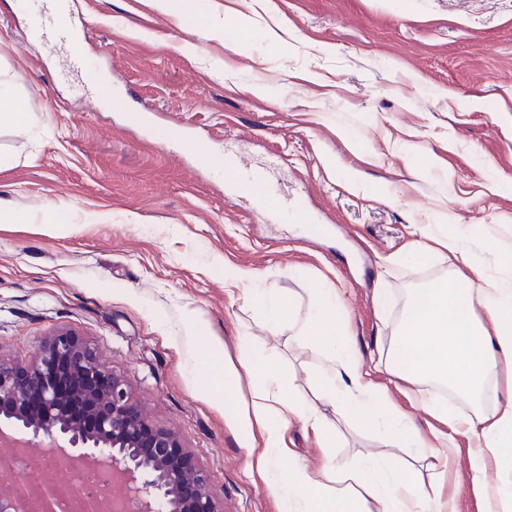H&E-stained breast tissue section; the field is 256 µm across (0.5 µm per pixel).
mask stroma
Returning a JSON list of instances; mask_svg holds the SVG:
<instances>
[{
    "mask_svg": "<svg viewBox=\"0 0 512 512\" xmlns=\"http://www.w3.org/2000/svg\"><path fill=\"white\" fill-rule=\"evenodd\" d=\"M47 4L0 0V86L29 114L20 128L0 122V359L74 332L180 434L222 512H281L196 354L216 337L226 363L275 352L286 394L316 403L322 355L272 322L263 298L293 297L305 316L314 282L340 288L367 361L387 353L416 289L500 273L512 0H185L173 14L156 0H68L77 73L33 28ZM175 124L183 139L169 137ZM229 156L266 166L297 207L274 221L258 193L231 200ZM62 210L71 230L44 234ZM443 233L469 264L417 253ZM238 269L261 274L250 294L228 283ZM370 379L422 432L474 447L412 403V384L382 366ZM422 387L455 414L506 396L493 382L475 399ZM323 411L339 463L409 458L378 429Z\"/></svg>",
    "mask_w": 512,
    "mask_h": 512,
    "instance_id": "obj_1",
    "label": "stroma"
}]
</instances>
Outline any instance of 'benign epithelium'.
I'll return each instance as SVG.
<instances>
[{
  "instance_id": "7a95c632",
  "label": "benign epithelium",
  "mask_w": 512,
  "mask_h": 512,
  "mask_svg": "<svg viewBox=\"0 0 512 512\" xmlns=\"http://www.w3.org/2000/svg\"><path fill=\"white\" fill-rule=\"evenodd\" d=\"M69 400L85 406L92 430L68 419ZM0 420L29 433L19 439L0 427L1 452L37 445L50 467L60 457L101 464L119 490L135 486L140 512H220L207 470L175 433L152 423L128 384L105 371L94 348L71 332L40 340L30 361L0 360ZM51 508L43 492L0 497V512Z\"/></svg>"
}]
</instances>
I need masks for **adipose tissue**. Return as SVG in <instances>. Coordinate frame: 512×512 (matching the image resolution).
<instances>
[{
    "label": "adipose tissue",
    "mask_w": 512,
    "mask_h": 512,
    "mask_svg": "<svg viewBox=\"0 0 512 512\" xmlns=\"http://www.w3.org/2000/svg\"><path fill=\"white\" fill-rule=\"evenodd\" d=\"M315 314L297 318L291 301L270 309L273 320L296 319L299 333L325 355L314 380L321 403L341 415L380 427L393 445L412 448L436 477H447L458 463L457 450L446 434L422 435L408 415L375 389L347 329L343 300L334 288L318 286ZM271 355L242 354L237 363L221 365L218 384L224 407L247 433L258 434L261 448L252 455L258 473L276 460L288 461L274 495L284 496L283 512H456L453 499L441 486L425 488L416 472L405 465L376 459L346 468L336 461V427L321 404L285 397ZM410 383H441L461 394L476 393L489 379L505 376L507 397L491 410L452 418L447 406L418 393L416 402L439 420L476 434L468 452V467L481 512H512V482L489 479L491 471L512 464V282L491 278L465 288L440 284L416 291L410 298L403 328L388 366ZM253 377L249 398L238 393L241 376ZM312 433L321 451L317 469L294 456L287 444L292 423Z\"/></svg>",
    "instance_id": "adipose-tissue-1"
}]
</instances>
